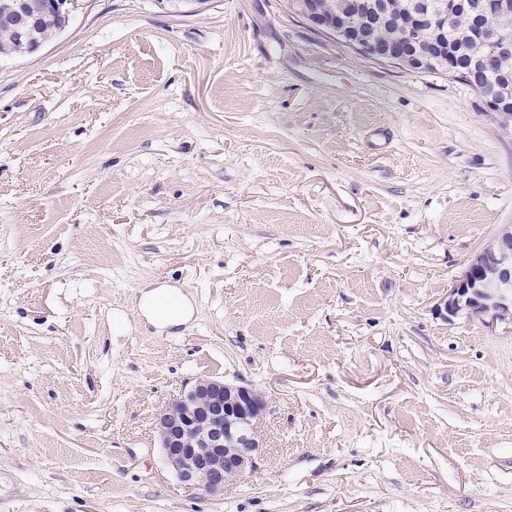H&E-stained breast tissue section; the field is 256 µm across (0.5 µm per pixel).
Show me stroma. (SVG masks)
Segmentation results:
<instances>
[{"instance_id":"stroma-1","label":"stroma","mask_w":512,"mask_h":512,"mask_svg":"<svg viewBox=\"0 0 512 512\" xmlns=\"http://www.w3.org/2000/svg\"><path fill=\"white\" fill-rule=\"evenodd\" d=\"M502 224L512 130L469 86L284 0H82L0 58V512H512V318L437 309ZM204 376L268 400L213 498L154 430ZM158 290L143 292L140 298V310L148 320L156 325H180L190 317V305L186 297L181 296V304L170 308H159L155 305Z\"/></svg>"}]
</instances>
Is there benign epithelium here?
<instances>
[{
	"mask_svg": "<svg viewBox=\"0 0 512 512\" xmlns=\"http://www.w3.org/2000/svg\"><path fill=\"white\" fill-rule=\"evenodd\" d=\"M81 0H44L35 6L49 17H72ZM288 10L315 34L337 41L349 50L377 63L408 70L442 71L458 78V71L445 64L459 47L448 42L447 8L434 14L416 2L404 16L393 18L386 0H338L325 11V0H287ZM469 10L479 17L497 16L499 27L486 31L476 26L472 38L482 48L470 63L466 82L475 86L501 57L512 54V0H474ZM13 39L30 46L33 55L46 46L33 29L19 23ZM488 113L502 128L512 129V95L508 89L484 100ZM447 318L464 315L491 321L512 317V224H501L494 236L466 262L455 277L446 298L438 305ZM265 395L251 387L201 377L183 394L161 409L155 429L164 461L179 483L209 496L224 492V486L256 466L260 448V424L266 414Z\"/></svg>",
	"mask_w": 512,
	"mask_h": 512,
	"instance_id": "benign-epithelium-1",
	"label": "benign epithelium"
}]
</instances>
